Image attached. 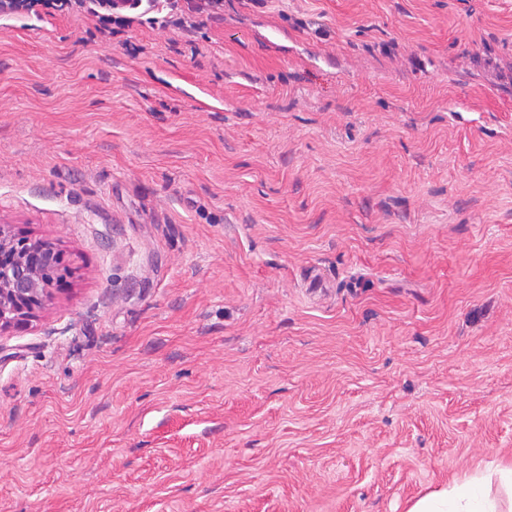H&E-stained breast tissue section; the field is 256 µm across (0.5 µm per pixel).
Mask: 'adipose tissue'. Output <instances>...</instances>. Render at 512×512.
<instances>
[{
  "label": "adipose tissue",
  "instance_id": "1",
  "mask_svg": "<svg viewBox=\"0 0 512 512\" xmlns=\"http://www.w3.org/2000/svg\"><path fill=\"white\" fill-rule=\"evenodd\" d=\"M490 476H473L452 491H433L417 499L407 512H499L491 498Z\"/></svg>",
  "mask_w": 512,
  "mask_h": 512
}]
</instances>
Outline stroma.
Here are the masks:
<instances>
[{"mask_svg": "<svg viewBox=\"0 0 512 512\" xmlns=\"http://www.w3.org/2000/svg\"><path fill=\"white\" fill-rule=\"evenodd\" d=\"M0 29V512H407L512 466V0ZM68 272L55 243L0 224V335L33 321Z\"/></svg>", "mask_w": 512, "mask_h": 512, "instance_id": "obj_1", "label": "stroma"}]
</instances>
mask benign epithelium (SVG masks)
Wrapping results in <instances>:
<instances>
[{"mask_svg": "<svg viewBox=\"0 0 512 512\" xmlns=\"http://www.w3.org/2000/svg\"><path fill=\"white\" fill-rule=\"evenodd\" d=\"M68 272L55 243L0 224V335L34 320Z\"/></svg>", "mask_w": 512, "mask_h": 512, "instance_id": "7a95c632", "label": "benign epithelium"}]
</instances>
